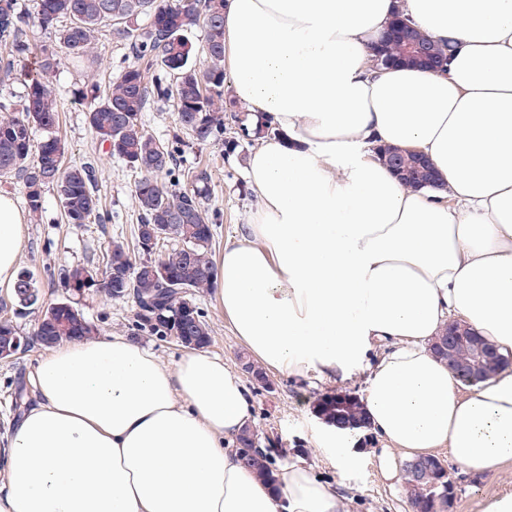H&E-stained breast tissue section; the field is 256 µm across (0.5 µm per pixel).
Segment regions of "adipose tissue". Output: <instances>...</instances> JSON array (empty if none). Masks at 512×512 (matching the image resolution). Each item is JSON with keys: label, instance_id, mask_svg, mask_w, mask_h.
I'll use <instances>...</instances> for the list:
<instances>
[{"label": "adipose tissue", "instance_id": "ef3b65f1", "mask_svg": "<svg viewBox=\"0 0 512 512\" xmlns=\"http://www.w3.org/2000/svg\"><path fill=\"white\" fill-rule=\"evenodd\" d=\"M456 48L443 72L375 68L396 13ZM224 67L252 125L246 232L214 260L216 300L262 365L329 379L366 373L362 404L397 456L448 451L473 475L512 463V368L462 389L429 344L459 320L512 353V0H224ZM419 151L433 188L377 157ZM27 217L0 193V287H12ZM41 394L0 464V512H347L303 463L268 484L233 444L252 400L222 358L166 365L123 336L48 349ZM353 431L315 435L346 474Z\"/></svg>", "mask_w": 512, "mask_h": 512}]
</instances>
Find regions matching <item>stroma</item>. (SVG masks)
Instances as JSON below:
<instances>
[{"label": "stroma", "instance_id": "stroma-1", "mask_svg": "<svg viewBox=\"0 0 512 512\" xmlns=\"http://www.w3.org/2000/svg\"><path fill=\"white\" fill-rule=\"evenodd\" d=\"M133 61L128 42L113 38L111 29L106 28L88 55L79 58L61 55L48 76L59 115L50 134L63 146L64 166L92 165L101 208L98 217L90 223H68L56 190L44 188L41 212L28 218L20 260L21 268L31 272L37 281L40 301L23 309L14 302L10 289L0 288V318L11 320L21 334L33 332L42 308L64 298L62 281L66 270L77 265L104 269L109 244L115 239H131L140 221L135 201V184L140 174L123 161L110 157L99 145L87 120L94 101L85 95L90 88L105 93L122 69ZM247 115V106L239 102L229 85L224 88V134L218 139L200 142L181 133L174 101L152 99L143 114L145 127L151 134L166 142L177 135L183 142L176 170L165 175V183L186 189L191 185L187 172L207 170L209 193L205 205L216 222L212 246L216 255L243 231L254 203L246 171L258 139L253 135L243 136L241 132ZM195 302L212 330L209 352L222 357L229 369L244 373L251 357L225 321L213 290L200 292ZM80 306L85 316L97 325L100 335H130L135 319L132 300H115L92 293L81 300ZM43 353V348L35 346L0 360V445L11 436L16 423L15 388L21 382L31 383ZM266 375L267 386L251 379L246 385L253 402V428L260 447H269L274 442L282 450L276 458V467L299 461L316 476L340 480L348 512H413L407 483L388 481L378 469L373 457L379 447L377 436L368 432L359 435L357 446L362 460L343 477L337 476L335 469L320 456L313 441L320 427L314 413L317 400L336 391L363 395V373H355L344 381L329 380L314 371L295 376L270 369ZM446 466L455 486L449 512H482L488 495L512 493V465L493 476L464 473L451 460Z\"/></svg>", "mask_w": 512, "mask_h": 512}]
</instances>
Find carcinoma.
Masks as SVG:
<instances>
[{
    "mask_svg": "<svg viewBox=\"0 0 512 512\" xmlns=\"http://www.w3.org/2000/svg\"><path fill=\"white\" fill-rule=\"evenodd\" d=\"M224 0H195L186 7L183 0H38L36 13L18 9L17 0H0V45L13 56L29 55L27 30L50 29L60 20L66 25L60 33L62 46L75 54H87L101 29L110 26L116 34L131 39L135 62L127 66L112 82L106 95L87 113L98 142L110 156L122 160L142 174L135 185V199L140 223L164 224V238L177 241L176 247L160 256L165 275L140 271L131 249L142 253L140 239L133 247L114 243L108 247L104 275L108 278L105 294L112 299H130L135 304L133 335L169 339L174 325L153 316L183 320V346L205 348L212 342L211 329L192 296L211 287L214 267L212 242L216 228L204 205L208 176L203 170L191 172L193 188L172 189L158 181L170 173L176 149L156 139L146 130L142 113L149 95L176 102V119L180 129L195 140L206 142L224 135ZM147 16L150 23L132 28L130 17ZM200 24L205 31V63H190L192 45L185 36L188 28ZM430 46L434 56L448 58L451 46H440L413 27L408 38L395 37L382 43L381 57L394 66H421L408 49L407 39ZM57 61V50L44 45L37 68L27 78L19 113L0 118V174L22 177L27 188L31 213L42 208V191L52 185L68 221L87 224L99 214L100 200L94 189L93 168L89 165L63 168L60 140L47 136L34 141V130L50 131L57 123L56 98L47 74ZM162 69L176 75L175 85L164 78L148 75ZM92 269L77 266L63 279L68 298L41 313L31 336H22L26 344L51 348L64 341L90 338L97 327L86 319L79 299L96 291L89 283ZM12 294L20 306H33L39 300V288L28 272L21 271ZM240 460L262 479L276 482L272 450L255 448L245 436L237 439ZM435 471L420 475L421 493H411L417 512H442L448 504L436 499L432 488Z\"/></svg>",
    "mask_w": 512,
    "mask_h": 512,
    "instance_id": "cac0c4a2",
    "label": "carcinoma"
}]
</instances>
